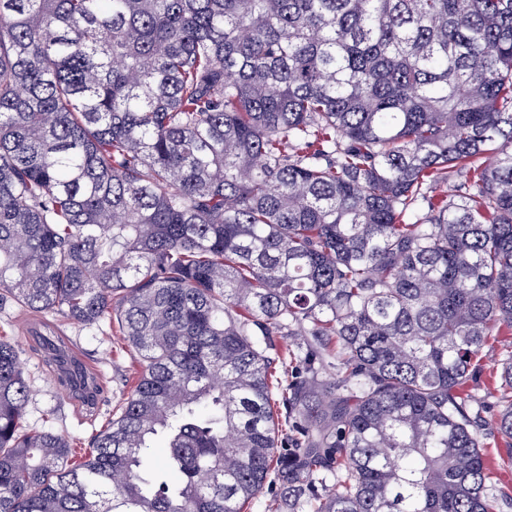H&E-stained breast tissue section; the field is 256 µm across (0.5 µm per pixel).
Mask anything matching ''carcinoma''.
<instances>
[{"label": "carcinoma", "mask_w": 512, "mask_h": 512, "mask_svg": "<svg viewBox=\"0 0 512 512\" xmlns=\"http://www.w3.org/2000/svg\"><path fill=\"white\" fill-rule=\"evenodd\" d=\"M8 301L139 370L71 463L0 336V512L512 506V0H0ZM510 352H512V331L511 335L510 332H505L500 336H492L475 363L467 393L480 404L483 409L482 415L487 419L493 418L499 405L498 394L494 391L496 379L492 371L493 366ZM481 440L486 461L491 465L490 483L496 487L508 485L512 488V465L508 461L504 441L497 433L483 436Z\"/></svg>", "instance_id": "1"}]
</instances>
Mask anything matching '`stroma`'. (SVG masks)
Listing matches in <instances>:
<instances>
[{"mask_svg": "<svg viewBox=\"0 0 512 512\" xmlns=\"http://www.w3.org/2000/svg\"><path fill=\"white\" fill-rule=\"evenodd\" d=\"M41 321L39 314L15 304L0 305V336L7 337L18 350L31 390L24 426L29 431H53L72 443L90 444L101 425L116 412L128 389L131 358L113 348L107 323L89 327L57 320L59 335L70 340L73 353L103 385L97 405L87 407L57 385L49 354L33 348L32 330ZM510 354L512 334L505 332L491 337L475 364L467 391L480 404L486 418H493L499 405L493 366Z\"/></svg>", "mask_w": 512, "mask_h": 512, "instance_id": "1", "label": "stroma"}]
</instances>
